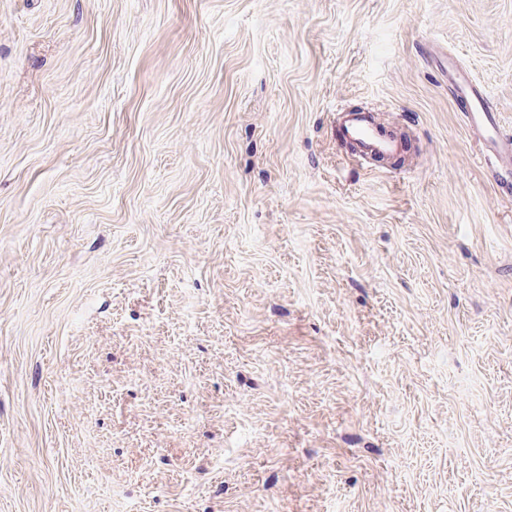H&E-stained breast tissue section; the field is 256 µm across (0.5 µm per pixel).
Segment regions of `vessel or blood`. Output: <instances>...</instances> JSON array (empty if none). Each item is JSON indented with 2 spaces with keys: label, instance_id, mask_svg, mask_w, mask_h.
Segmentation results:
<instances>
[{
  "label": "vessel or blood",
  "instance_id": "b4317fda",
  "mask_svg": "<svg viewBox=\"0 0 512 512\" xmlns=\"http://www.w3.org/2000/svg\"><path fill=\"white\" fill-rule=\"evenodd\" d=\"M448 92L458 104L462 120L476 141L499 188L512 187V132L504 129L490 93L456 59L445 65ZM336 127L343 140L357 145L360 155L398 157L406 143L372 111L338 112Z\"/></svg>",
  "mask_w": 512,
  "mask_h": 512
}]
</instances>
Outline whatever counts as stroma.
<instances>
[{
    "label": "stroma",
    "mask_w": 512,
    "mask_h": 512,
    "mask_svg": "<svg viewBox=\"0 0 512 512\" xmlns=\"http://www.w3.org/2000/svg\"><path fill=\"white\" fill-rule=\"evenodd\" d=\"M429 44L512 131V0H0V512H512V194ZM336 127L343 140L358 146V152L364 158L398 157L406 152L407 144L375 112L340 111L336 116Z\"/></svg>",
    "instance_id": "1"
}]
</instances>
